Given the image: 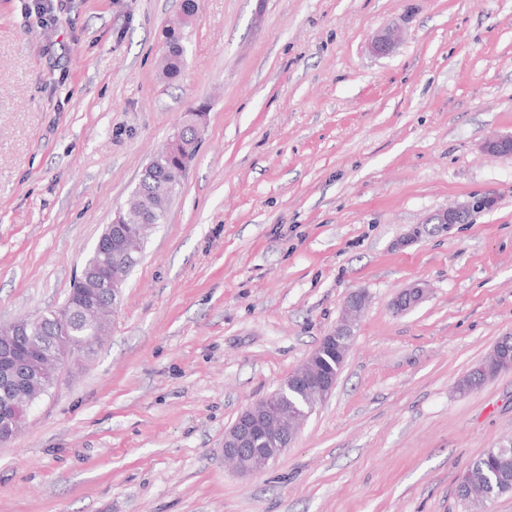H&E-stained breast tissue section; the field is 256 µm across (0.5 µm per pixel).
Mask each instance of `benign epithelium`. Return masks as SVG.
Returning a JSON list of instances; mask_svg holds the SVG:
<instances>
[{"label":"benign epithelium","instance_id":"benign-epithelium-1","mask_svg":"<svg viewBox=\"0 0 512 512\" xmlns=\"http://www.w3.org/2000/svg\"><path fill=\"white\" fill-rule=\"evenodd\" d=\"M487 152L494 156H512V136L496 137L486 143ZM474 200H468L448 207L433 214L429 224H461L464 216L472 210ZM82 274L97 288L112 287V272L102 271L92 266L84 267ZM425 288L414 286L403 290L394 303V309L405 312L423 301ZM366 303L361 293L350 295L344 305L341 322L311 352L306 361L288 376V379L307 387L313 394L314 404L322 405L336 387V380L325 378L318 367L319 351L327 345L337 342L340 336L353 335L354 322ZM28 321L21 319L11 323L8 337L0 340V385L14 387L19 381L10 374V367L15 359L22 357L28 363V372L41 379L57 380L62 371L59 359H75L73 351L83 347L84 338L70 335V326L63 322L57 327L56 350L45 355L42 347L31 343L25 346L13 345L10 338L26 332ZM488 364L496 372L512 371V347L509 341L501 338L495 344ZM30 402L14 396L0 404V415L11 420V430L3 435V440L10 441L21 430ZM306 419L297 413V407L289 400L277 401L276 395L259 400L244 409L234 423L224 431V459L235 463V468L243 476H256L267 471L286 451V447L295 437L298 429Z\"/></svg>","mask_w":512,"mask_h":512}]
</instances>
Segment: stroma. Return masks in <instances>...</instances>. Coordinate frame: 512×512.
<instances>
[{
  "label": "stroma",
  "mask_w": 512,
  "mask_h": 512,
  "mask_svg": "<svg viewBox=\"0 0 512 512\" xmlns=\"http://www.w3.org/2000/svg\"><path fill=\"white\" fill-rule=\"evenodd\" d=\"M0 0V324L62 305L192 107L198 153L110 333L0 443V512H471L512 438V0ZM400 33L385 54L374 41ZM474 195L472 223H429ZM423 285L403 313L397 296ZM367 295L331 397L267 472L224 430ZM166 65L162 71L164 77L169 80L176 79L183 69L184 48L181 44L179 33L169 32L166 37ZM509 340V336L508 340L500 338L489 356L490 359L487 361L497 373L512 371V351L509 346ZM496 471L506 472L512 476V455L505 460L499 456L493 455L487 449L479 458L474 460L463 472L457 485V495L461 501L473 506H481V499L469 495V489L474 487L485 493H497L495 487Z\"/></svg>",
  "instance_id": "35a3bbf8"
}]
</instances>
